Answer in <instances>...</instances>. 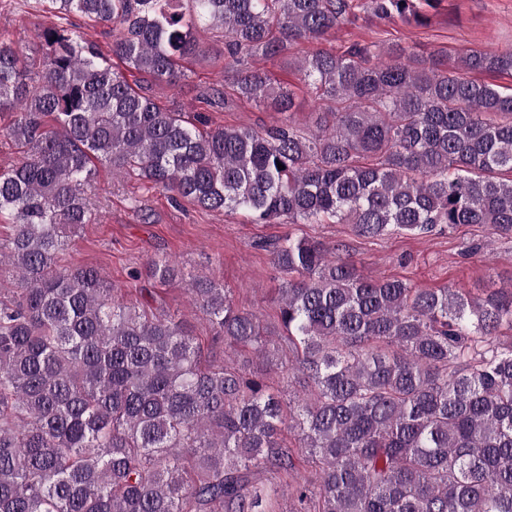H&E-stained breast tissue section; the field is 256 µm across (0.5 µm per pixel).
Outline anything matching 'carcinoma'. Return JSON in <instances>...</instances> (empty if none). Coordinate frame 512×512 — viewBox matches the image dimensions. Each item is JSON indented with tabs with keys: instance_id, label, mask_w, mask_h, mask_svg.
Returning a JSON list of instances; mask_svg holds the SVG:
<instances>
[{
	"instance_id": "obj_1",
	"label": "carcinoma",
	"mask_w": 512,
	"mask_h": 512,
	"mask_svg": "<svg viewBox=\"0 0 512 512\" xmlns=\"http://www.w3.org/2000/svg\"><path fill=\"white\" fill-rule=\"evenodd\" d=\"M421 0H366L369 20L424 26ZM61 19L34 43L0 40V112L20 150L0 169V241L19 288L0 294V512H273L267 472L314 465L296 512H512V291L373 282L321 242L273 243L279 322L308 398L286 415L264 374L205 365L184 324L114 293L60 255L100 223L96 165L212 211L268 224L350 223L364 237L491 224L512 234V94L472 73L512 72V49L458 65L374 44L298 57L321 102L306 136L294 92L248 65L293 55L354 17L353 0H50ZM112 33L109 55L66 23ZM224 38V106L264 104L280 126L200 130L158 105ZM118 59L145 77L133 85ZM284 169H278V165ZM166 283L175 266L135 272ZM214 335L271 352L259 316L224 286L188 284ZM299 433L304 457L281 439Z\"/></svg>"
}]
</instances>
